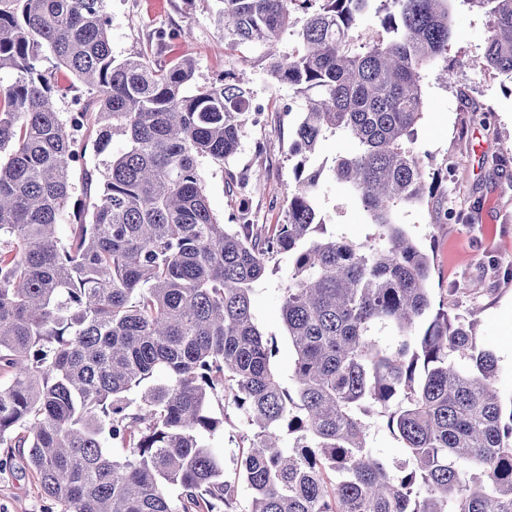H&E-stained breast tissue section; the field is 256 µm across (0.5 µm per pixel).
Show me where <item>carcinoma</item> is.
<instances>
[{
  "instance_id": "1",
  "label": "carcinoma",
  "mask_w": 512,
  "mask_h": 512,
  "mask_svg": "<svg viewBox=\"0 0 512 512\" xmlns=\"http://www.w3.org/2000/svg\"><path fill=\"white\" fill-rule=\"evenodd\" d=\"M221 2L231 45L262 49L302 101L287 222L263 233L243 208L213 214L199 168L237 153L245 84L199 85L185 57L116 60L103 0H0V447L29 449L59 512H237L207 441L224 429L216 400L242 415L249 512H512L497 359L472 312L434 305L431 258L395 221L433 193L408 143L450 0ZM462 2L491 20L475 65L512 79V0ZM77 83L95 111H58ZM90 120L98 153L127 145L78 177ZM337 132L356 145L333 177L374 228L361 242L323 232L306 167ZM282 254L289 388L252 310ZM374 409L404 459L373 450Z\"/></svg>"
}]
</instances>
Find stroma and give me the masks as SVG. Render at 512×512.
<instances>
[{"label": "stroma", "instance_id": "35a3bbf8", "mask_svg": "<svg viewBox=\"0 0 512 512\" xmlns=\"http://www.w3.org/2000/svg\"><path fill=\"white\" fill-rule=\"evenodd\" d=\"M220 8V0H104L116 59L147 49L161 63L187 56L195 63L196 83L233 75L250 88V115L237 153L227 163L204 159L199 167L209 205L221 221L234 223L245 207L253 223L265 229L287 220V196L299 160L290 128L302 103L262 69L260 49L231 47L218 22ZM450 16L448 56L423 76L426 107L413 144L427 176L443 175L444 182L437 196L399 208L396 221L433 259L435 302L453 312L478 310V342L495 355L496 387L507 400L512 398V79L467 66L486 49L488 16L462 0H453ZM186 26L189 39L169 47L157 39L158 31ZM352 149L346 135H327L313 166L321 171L317 208L327 232L357 242L372 228L330 172L335 158ZM452 166L463 169V176H447ZM234 174L248 175L245 188L231 185ZM291 267L290 256H278L252 295L256 323L277 339L276 368L286 384L294 351L282 326L280 290ZM46 507L27 468L26 449H13L11 468L0 471V512H45Z\"/></svg>", "mask_w": 512, "mask_h": 512}]
</instances>
